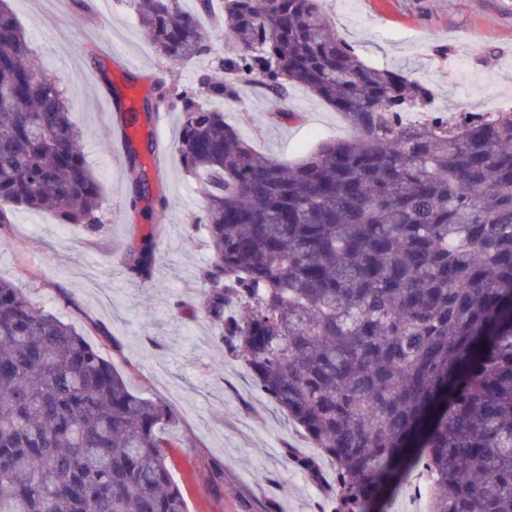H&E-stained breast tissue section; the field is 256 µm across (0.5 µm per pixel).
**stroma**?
Masks as SVG:
<instances>
[{
  "label": "stroma",
  "mask_w": 512,
  "mask_h": 512,
  "mask_svg": "<svg viewBox=\"0 0 512 512\" xmlns=\"http://www.w3.org/2000/svg\"><path fill=\"white\" fill-rule=\"evenodd\" d=\"M45 69L66 87L72 120L83 133L107 230L82 238L47 212L19 210L0 236V277L31 289L34 300L72 322L99 346L132 389L177 412L178 438L168 466L190 512H324L326 489L288 463L289 449L312 447L264 398L244 364L228 361L198 308L197 268L211 254L193 222L204 200L177 158L178 116L163 124L141 113L133 144L143 163L148 136L165 148L164 174L150 181L164 210L129 223L136 174L114 152L117 98L155 97V81L193 83L201 65H168L143 35L127 0H7ZM340 34L368 64L400 67L431 86L447 116L512 101V0H332ZM228 123L258 151L296 162L321 142L352 136L343 117L303 87L287 100L242 87L220 103ZM153 235L157 260L149 280L122 264L130 244Z\"/></svg>",
  "instance_id": "obj_1"
}]
</instances>
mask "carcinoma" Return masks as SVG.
<instances>
[{
  "mask_svg": "<svg viewBox=\"0 0 512 512\" xmlns=\"http://www.w3.org/2000/svg\"><path fill=\"white\" fill-rule=\"evenodd\" d=\"M130 2L170 65L210 51L213 0ZM327 3L222 0L224 57L191 86L159 84L183 168L204 177L198 306L317 449L289 463L316 486L334 466L333 512H372L413 472L428 512H512V110L401 123L430 90L363 61ZM252 84L275 99L306 88L353 136L274 160L200 102ZM0 95V226L50 210L105 232L65 88L6 0ZM155 261L150 235L124 254L141 280ZM175 418L0 278V512H189L166 460Z\"/></svg>",
  "mask_w": 512,
  "mask_h": 512,
  "instance_id": "1",
  "label": "carcinoma"
}]
</instances>
